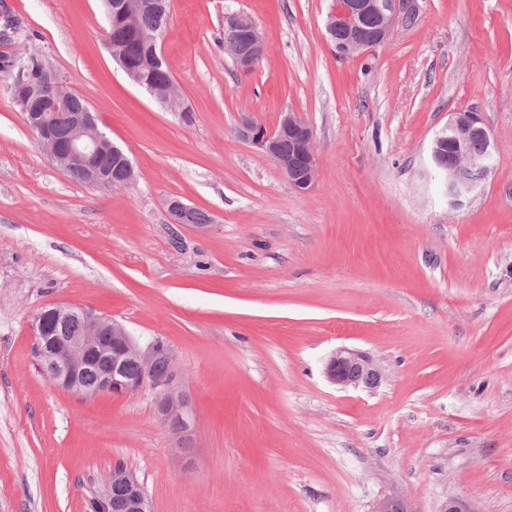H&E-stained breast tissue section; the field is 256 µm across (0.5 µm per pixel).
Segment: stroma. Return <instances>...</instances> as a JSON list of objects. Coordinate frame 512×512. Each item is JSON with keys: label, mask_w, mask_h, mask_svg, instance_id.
Returning a JSON list of instances; mask_svg holds the SVG:
<instances>
[{"label": "stroma", "mask_w": 512, "mask_h": 512, "mask_svg": "<svg viewBox=\"0 0 512 512\" xmlns=\"http://www.w3.org/2000/svg\"><path fill=\"white\" fill-rule=\"evenodd\" d=\"M333 0H172L164 57L182 123L131 83L101 0H0V58L45 54L137 171L102 190L58 170L0 72V512H88L116 464L152 512H408L449 499L512 512V0H419L373 51L338 58ZM243 12L266 51L224 53ZM483 112L497 165L453 207L431 144L449 113ZM314 129L319 178L292 188L238 140L240 113ZM178 199L210 213L175 224ZM72 303L174 353L194 404L189 447L151 387L63 391L33 315ZM379 360L375 391L324 366ZM224 25V45L241 41L240 30L245 32V41L231 45L226 52L240 70H250L265 52L264 41L256 22L250 16L237 12L225 15ZM226 25L237 29L226 27ZM327 379L342 388L374 390L387 379L384 366L358 350L341 347L330 356L325 366Z\"/></svg>", "instance_id": "obj_1"}]
</instances>
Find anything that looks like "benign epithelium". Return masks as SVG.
Segmentation results:
<instances>
[{
  "instance_id": "obj_1",
  "label": "benign epithelium",
  "mask_w": 512,
  "mask_h": 512,
  "mask_svg": "<svg viewBox=\"0 0 512 512\" xmlns=\"http://www.w3.org/2000/svg\"><path fill=\"white\" fill-rule=\"evenodd\" d=\"M418 0H335L327 15L325 31L336 53L350 57L377 48L389 39L395 24L418 13ZM139 5L134 0H112L111 21L122 25L127 32H137ZM224 24L242 30L246 39L227 48V54L242 71L252 68L265 52L262 35L256 22L237 12L224 16ZM13 96L39 99L43 113L26 114L25 122L33 138L43 145V152L59 170L81 164L85 166L89 183L100 189H125L135 184V166L123 150L99 131L92 112L72 117L68 137L60 142L50 132L52 115L65 104L71 92L67 90L53 66H48L41 84L31 86L14 79L9 85ZM236 137L250 144L276 163L295 189L311 188L319 173L312 128L295 112L280 114L272 128L259 122L252 113L242 112L235 127ZM288 138L292 148L284 153L279 144ZM479 140L482 151L471 149ZM119 154L123 169L117 175L104 173L90 164V159L105 148ZM496 153L495 145L485 127L482 113L461 110L449 115L448 125L437 134L431 146V160L442 176L447 195L458 203L475 193L482 179L490 172ZM70 318L82 321L84 332L68 336L59 326ZM32 331L38 352L53 362L51 380L67 391L85 396L126 395L148 384L155 391L160 420L174 430L181 442H186L193 430L194 406L191 396L182 388L175 373L162 377L131 376L126 366L135 363L146 370L158 360L173 364L170 348L152 341L140 347L137 340L119 322L95 314L93 309L75 304H53L41 308L32 319ZM112 360V369L100 373L96 384L88 387L82 376L85 368L96 358ZM327 379L342 388L374 390L387 379L384 366L358 350L341 347L330 356L325 366ZM123 489V512H151L148 498L136 477L125 468H113L103 491L96 498L94 509L111 512L112 487ZM372 512H406L402 499L393 496L376 501Z\"/></svg>"
}]
</instances>
